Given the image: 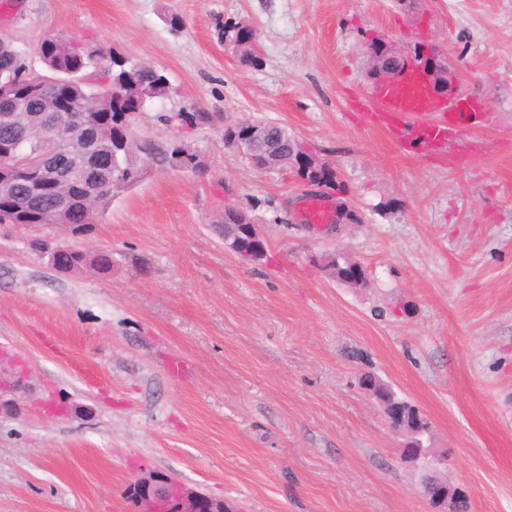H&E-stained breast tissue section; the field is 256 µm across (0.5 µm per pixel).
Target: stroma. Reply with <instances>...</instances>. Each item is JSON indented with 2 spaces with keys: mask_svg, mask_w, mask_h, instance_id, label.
Returning a JSON list of instances; mask_svg holds the SVG:
<instances>
[{
  "mask_svg": "<svg viewBox=\"0 0 512 512\" xmlns=\"http://www.w3.org/2000/svg\"><path fill=\"white\" fill-rule=\"evenodd\" d=\"M180 27H172V19ZM251 26L260 67L224 45ZM49 35L117 50L200 113L196 171L147 167L73 237L0 224V512H137L126 489L163 472L230 512H442L406 440L358 383L372 373L429 424L425 447L460 512H512V0H15L0 39L30 68ZM434 44L482 112L445 150L400 149L359 106L367 44ZM275 123L336 171L361 223L304 224L295 168L253 167L234 121ZM253 212L267 257L213 230ZM112 252V271L56 272L31 239ZM342 252L367 283L318 264Z\"/></svg>",
  "mask_w": 512,
  "mask_h": 512,
  "instance_id": "35a3bbf8",
  "label": "stroma"
}]
</instances>
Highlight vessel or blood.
Masks as SVG:
<instances>
[{
    "mask_svg": "<svg viewBox=\"0 0 512 512\" xmlns=\"http://www.w3.org/2000/svg\"><path fill=\"white\" fill-rule=\"evenodd\" d=\"M361 106L373 125L414 153L446 147L482 120L481 113L463 106L458 99L429 101L403 91L372 90ZM304 213L313 224L327 223L334 216L332 205L314 197L305 200Z\"/></svg>",
    "mask_w": 512,
    "mask_h": 512,
    "instance_id": "1",
    "label": "vessel or blood"
}]
</instances>
